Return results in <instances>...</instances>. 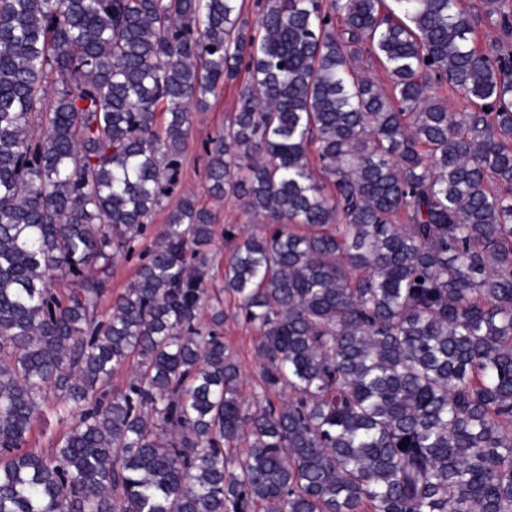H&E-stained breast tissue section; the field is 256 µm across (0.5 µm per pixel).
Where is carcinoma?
I'll list each match as a JSON object with an SVG mask.
<instances>
[{
  "instance_id": "1",
  "label": "carcinoma",
  "mask_w": 512,
  "mask_h": 512,
  "mask_svg": "<svg viewBox=\"0 0 512 512\" xmlns=\"http://www.w3.org/2000/svg\"><path fill=\"white\" fill-rule=\"evenodd\" d=\"M259 2L0 0V512H512V0ZM236 81L206 179L263 234L211 288L182 195L103 316ZM137 269L138 260L136 257L129 260L120 258L115 261L114 266L112 267L111 291L103 299L101 306V310L104 315L112 312L113 298L117 294L124 292L127 286L133 282L136 277ZM235 307L234 299L224 300V311L228 315L224 323V342L231 348L242 366L247 380L245 391L249 396L250 390L257 385V362L253 348L258 335L251 325L245 323L242 318L234 316ZM66 428V422H60L53 414H48L45 420L38 422L32 431L30 444L44 451L50 452L53 449L54 442L52 437L58 435Z\"/></svg>"
}]
</instances>
